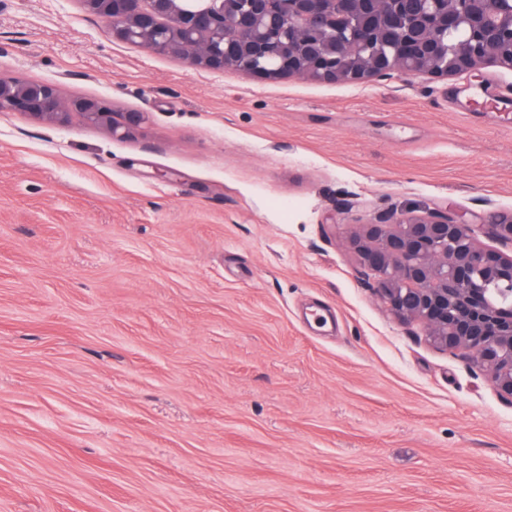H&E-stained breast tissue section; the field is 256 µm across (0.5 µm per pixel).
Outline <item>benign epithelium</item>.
Masks as SVG:
<instances>
[{"label":"benign epithelium","mask_w":512,"mask_h":512,"mask_svg":"<svg viewBox=\"0 0 512 512\" xmlns=\"http://www.w3.org/2000/svg\"><path fill=\"white\" fill-rule=\"evenodd\" d=\"M112 38L209 71L267 81L299 77L364 82L391 74L482 77L491 62L512 70V12L495 0H79ZM0 112L64 126L72 117L117 138L143 112L68 98L51 84L0 78ZM512 212L470 223L448 211L388 212L351 230L345 243L376 295L400 322L423 325L435 347L463 351L512 400Z\"/></svg>","instance_id":"1"}]
</instances>
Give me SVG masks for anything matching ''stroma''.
<instances>
[{
	"mask_svg": "<svg viewBox=\"0 0 512 512\" xmlns=\"http://www.w3.org/2000/svg\"><path fill=\"white\" fill-rule=\"evenodd\" d=\"M258 81L0 0V512H512V402L368 288L389 211H512V71ZM0 112H20L50 125H67L72 116L104 129L112 137L126 138L145 121L142 112H113L105 101L90 97L68 98L55 85L0 78Z\"/></svg>",
	"mask_w": 512,
	"mask_h": 512,
	"instance_id": "obj_1",
	"label": "stroma"
}]
</instances>
